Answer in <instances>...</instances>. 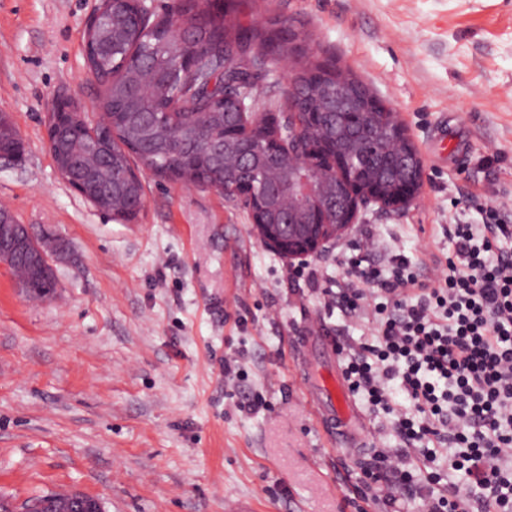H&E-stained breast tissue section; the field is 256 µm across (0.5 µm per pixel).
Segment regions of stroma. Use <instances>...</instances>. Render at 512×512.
<instances>
[{"mask_svg":"<svg viewBox=\"0 0 512 512\" xmlns=\"http://www.w3.org/2000/svg\"><path fill=\"white\" fill-rule=\"evenodd\" d=\"M94 0H0V113L21 162L0 161V209L63 251L45 298L0 266V497L51 492L105 512H376L358 463L400 439L358 393L360 447L329 436L295 338L319 319L337 343L368 323L327 307L355 248L403 252L436 282L454 253L445 228L512 217V0H239L238 20L285 21L397 112L423 166L418 203L362 214L304 262L264 247L218 191L144 174L129 223L78 195L48 148L46 113L75 99L91 119ZM447 127L451 142L436 133ZM239 359L244 376L224 378ZM252 402L255 412L241 411Z\"/></svg>","mask_w":512,"mask_h":512,"instance_id":"obj_1","label":"stroma"}]
</instances>
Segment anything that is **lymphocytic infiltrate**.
Instances as JSON below:
<instances>
[{
  "label": "lymphocytic infiltrate",
  "mask_w": 512,
  "mask_h": 512,
  "mask_svg": "<svg viewBox=\"0 0 512 512\" xmlns=\"http://www.w3.org/2000/svg\"><path fill=\"white\" fill-rule=\"evenodd\" d=\"M448 236L455 257L436 288L401 254L380 266L340 261L337 304L376 324L371 341L349 344L345 379L395 414L401 440L364 466V494L384 512H400L412 488L423 512H512V253L493 250L512 226L492 209L485 223L449 225ZM450 446L459 453L448 465L467 484L430 489L426 466ZM411 458L424 465L415 476L404 468Z\"/></svg>",
  "instance_id": "1"
}]
</instances>
